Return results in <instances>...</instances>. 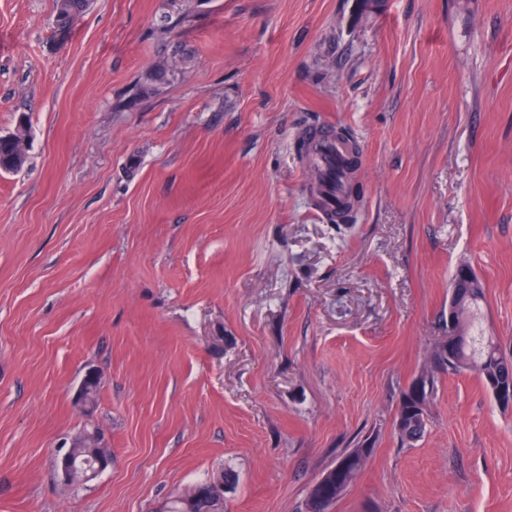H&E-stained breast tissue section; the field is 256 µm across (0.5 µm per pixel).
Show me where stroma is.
<instances>
[{
    "instance_id": "stroma-1",
    "label": "stroma",
    "mask_w": 512,
    "mask_h": 512,
    "mask_svg": "<svg viewBox=\"0 0 512 512\" xmlns=\"http://www.w3.org/2000/svg\"><path fill=\"white\" fill-rule=\"evenodd\" d=\"M21 122L0 512H160L227 470L224 512H306L360 446L328 512H512V409L475 374L394 429L461 264L512 354V0H95L62 39L54 0H0V135ZM318 124L359 150L349 228L311 195ZM93 427L112 464L64 485ZM371 452L370 448H354L339 458L336 465L323 475L322 481L312 488L307 512H325L365 468Z\"/></svg>"
}]
</instances>
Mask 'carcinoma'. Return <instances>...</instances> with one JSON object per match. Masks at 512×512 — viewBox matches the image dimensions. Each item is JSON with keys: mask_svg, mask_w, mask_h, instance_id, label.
<instances>
[{"mask_svg": "<svg viewBox=\"0 0 512 512\" xmlns=\"http://www.w3.org/2000/svg\"><path fill=\"white\" fill-rule=\"evenodd\" d=\"M91 0H56V20L70 27L73 18L87 9ZM28 142L25 122L19 121L15 132L0 136V172L20 171L27 160ZM480 300L463 304L458 308L457 320L464 345L452 351L451 357L434 351L429 357V366L417 375L401 394L395 430L402 443L410 444L422 437L427 425L428 405L437 390L438 371H470L477 375L487 391H492L491 382L512 380V356L500 351L491 337L476 336L470 328L478 315ZM103 434L99 429L86 430L76 436L67 455L76 462L77 468L70 482L83 480L86 464L101 461L109 464L102 452ZM370 448H355L336 461L322 481L315 485L309 495L307 512H326V509L352 484L365 468L371 456ZM224 489L206 482L184 498L173 501L165 512H223Z\"/></svg>", "mask_w": 512, "mask_h": 512, "instance_id": "obj_1", "label": "carcinoma"}]
</instances>
